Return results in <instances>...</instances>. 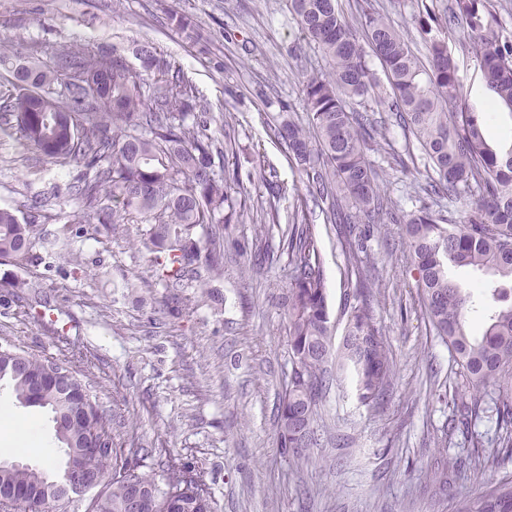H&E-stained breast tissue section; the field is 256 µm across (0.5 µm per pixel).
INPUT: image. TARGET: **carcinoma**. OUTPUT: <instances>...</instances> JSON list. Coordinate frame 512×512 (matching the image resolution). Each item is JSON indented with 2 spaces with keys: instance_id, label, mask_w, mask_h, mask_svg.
Masks as SVG:
<instances>
[{
  "instance_id": "1",
  "label": "carcinoma",
  "mask_w": 512,
  "mask_h": 512,
  "mask_svg": "<svg viewBox=\"0 0 512 512\" xmlns=\"http://www.w3.org/2000/svg\"><path fill=\"white\" fill-rule=\"evenodd\" d=\"M416 23L427 52L423 65L387 16L372 0L359 16L357 36L341 15L337 0H290L289 10L306 39L321 50L327 68L303 81L307 123L290 116L274 128L305 185L306 196L288 225L290 287L288 346L291 373L277 413L280 447L294 454L318 445L319 405L329 385V361L350 367L358 399L376 403L393 375L390 350L372 310V282L356 275L345 304L343 342L334 349L325 295V274L314 225L307 222L308 201L331 207L334 223L345 225L344 245L353 260L363 252L361 225L383 223L386 195L367 159L376 144L378 121L348 104L388 102L403 129L412 136L431 170L422 188L428 197L446 196L452 203L475 195L478 203L463 222L450 224L426 202L406 213L390 214L404 225L410 272L419 288L436 335L450 347L462 378L456 387L457 424L486 462L512 458V145L491 146L487 115L461 105L459 67L448 48L452 26L474 36L472 52L496 102L512 109V37L505 34L495 0H452L440 14L421 0ZM167 25L188 42L198 40L193 18L177 10L165 12ZM133 54L139 66L105 44L85 42L53 49L52 62L23 61L0 49V65L8 66L15 94L0 113V133L17 135L47 161L79 168L71 195L73 218L89 223L123 224L136 213L153 222L143 247L153 254L157 278L168 288H181L195 265H220L224 238L204 243L192 230L210 224H237L244 216L243 178L229 165L235 144L207 133L206 110L182 69L149 43ZM385 75L381 82L368 57ZM224 157L216 165L215 158ZM269 196L261 217L278 220L275 200L284 194L277 176L259 171ZM121 208L105 212L103 193ZM34 199L26 211L0 207V264L26 268L36 245H57L43 231L50 216ZM476 275L471 288L488 294L494 306L481 313L473 292L455 273ZM75 358H41L19 346H0V387L10 389L25 407L53 414L55 438L65 448L104 446L85 458L91 473H109L112 483L94 501L92 512H122L127 485L152 486L175 469L195 467L167 456L133 451L118 460L112 428L96 404L77 417L71 412L85 395L51 376L54 371L79 373ZM493 433L480 434L481 421ZM48 472L29 466L0 471V492L23 488L29 504L19 512H36V501L53 495ZM176 512H215L210 492L181 494ZM460 512H512V477L478 492Z\"/></svg>"
}]
</instances>
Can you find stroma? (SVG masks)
<instances>
[{
  "mask_svg": "<svg viewBox=\"0 0 512 512\" xmlns=\"http://www.w3.org/2000/svg\"><path fill=\"white\" fill-rule=\"evenodd\" d=\"M194 18L192 44L164 23L160 0H0V44L21 54L87 41L118 47L152 42L179 64L223 139L235 132L243 169L276 170L286 192L279 221L251 215L224 233V268L200 269L199 282L171 293L154 277L141 246L151 225L133 217L117 226L83 225L73 236L69 187L76 166H60L0 138V207H22L57 188L48 201L50 237L70 241L72 257L36 248L24 271L43 285L38 299L17 301L7 288L16 270L0 265V344L40 357L80 355L81 377L112 417L120 453L166 450L195 463L217 512H456L482 487L512 475V460L484 464L454 424L459 382L452 354L428 324L407 264L404 229L383 225L367 241L364 273L376 282L373 314L393 363L379 404L358 402L349 372L334 371L321 401L320 442L304 455L281 453L277 409L291 370L285 301L286 229L303 183L272 128L289 104L305 114L302 80L322 60L304 39L287 0H172ZM418 0H377L413 51ZM462 101L491 111V145L512 144V110L494 105L470 39L456 30ZM375 113L386 138L367 158L395 207L411 210L426 182L423 160L401 168L409 137L387 107ZM319 237L333 345L342 342L349 257L327 205L311 207Z\"/></svg>",
  "mask_w": 512,
  "mask_h": 512,
  "instance_id": "1",
  "label": "stroma"
}]
</instances>
